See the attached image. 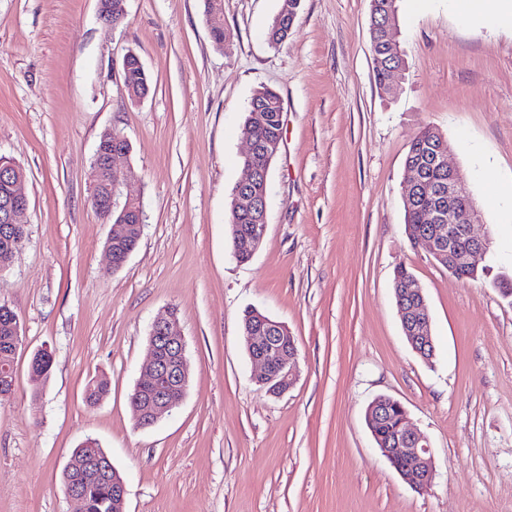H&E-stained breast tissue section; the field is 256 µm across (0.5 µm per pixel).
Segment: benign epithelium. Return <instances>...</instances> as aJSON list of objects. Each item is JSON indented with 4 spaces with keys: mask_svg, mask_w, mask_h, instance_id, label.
Masks as SVG:
<instances>
[{
    "mask_svg": "<svg viewBox=\"0 0 512 512\" xmlns=\"http://www.w3.org/2000/svg\"><path fill=\"white\" fill-rule=\"evenodd\" d=\"M121 16L126 14V0H116L113 5L98 3L99 19L110 25L109 11ZM131 151L129 140L114 130L102 134L96 157L99 164V181L102 193L100 201L108 213L119 212L112 222L110 233L116 240L138 238L143 231V210L139 198L127 194L122 196L121 183L114 178V159L126 156ZM246 177L239 182V193L235 194L234 207L237 213L254 223L249 231L237 235V254L251 256L263 241L267 227V206L264 197L258 194L256 185L266 182V172L254 166L246 167ZM0 176L8 177L9 192L0 203L8 210L9 223H20L27 209V198L21 192L24 179L17 165L0 157ZM462 175L448 168V184L426 181L413 169L407 171V181L425 198L437 201L436 206L425 209L424 221L431 230L420 238L433 258L442 261L450 257L448 271L459 277L462 271L478 267L477 258L486 253V240L474 235L472 226L481 221V213L462 185ZM425 295L420 284L412 281L405 286V298L399 300V313L404 321V330L409 343L417 354L433 344L430 318L421 309ZM293 336L288 328L278 322L261 320L259 325L245 329V341L250 360L259 368L256 379L271 395L287 391L296 379V347L290 343ZM151 360L147 378L140 382L137 391L149 394L148 407L136 413V424H155L175 406L189 381V367L185 357V342L176 312L170 310L156 319L150 330ZM381 453L399 473L400 477L414 489L431 484L435 469L427 437L404 421L395 436L386 441ZM65 475L71 481L68 497L82 503L81 486L91 475L112 477L116 485L114 506L116 512H124L126 489L108 457L89 459L81 449H75L65 467Z\"/></svg>",
    "mask_w": 512,
    "mask_h": 512,
    "instance_id": "7a95c632",
    "label": "benign epithelium"
}]
</instances>
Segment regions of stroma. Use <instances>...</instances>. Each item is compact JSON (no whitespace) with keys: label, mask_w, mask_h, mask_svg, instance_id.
<instances>
[{"label":"stroma","mask_w":512,"mask_h":512,"mask_svg":"<svg viewBox=\"0 0 512 512\" xmlns=\"http://www.w3.org/2000/svg\"><path fill=\"white\" fill-rule=\"evenodd\" d=\"M283 0H222L216 46L205 0H127L115 26L97 0H0V155L20 165L26 234L0 271L17 312L15 382L0 402V512H75L62 481L73 450L98 440L123 476L125 512H512V27L460 21L448 0H396L406 69L374 79L370 0H300L288 38L267 30ZM150 92L131 100L128 52ZM275 91L281 148L267 230L245 263L227 233L245 176L253 93ZM426 127L450 144L488 235L477 280L459 278L404 233L405 158ZM144 227L113 269L111 226L91 205L105 130ZM406 265L424 288L436 356L403 334L393 292ZM284 323L297 378L273 396L255 380L245 310ZM183 327L189 384L152 427L129 395L163 311ZM52 352L47 377L31 371ZM106 378L90 406L87 384ZM399 400L435 461L416 490L382 456L365 412Z\"/></svg>","instance_id":"stroma-1"}]
</instances>
